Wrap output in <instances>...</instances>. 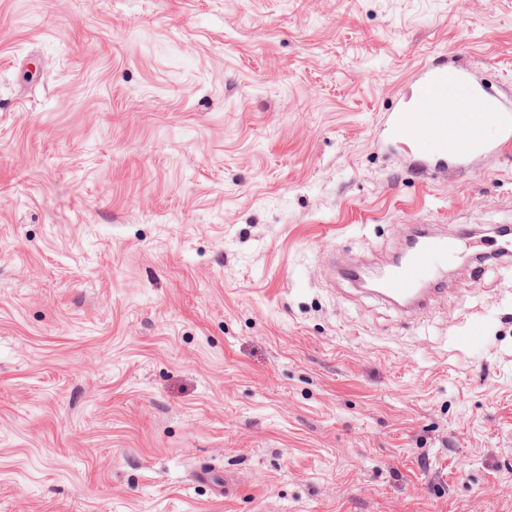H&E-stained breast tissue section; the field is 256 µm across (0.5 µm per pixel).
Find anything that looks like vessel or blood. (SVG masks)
Here are the masks:
<instances>
[{
    "label": "vessel or blood",
    "mask_w": 512,
    "mask_h": 512,
    "mask_svg": "<svg viewBox=\"0 0 512 512\" xmlns=\"http://www.w3.org/2000/svg\"><path fill=\"white\" fill-rule=\"evenodd\" d=\"M418 83L412 110L390 113L388 127L394 137L414 143L426 159L451 158L464 163L488 147L489 128L512 132V102L488 94L468 69L448 64L427 66ZM472 112L482 113V121H467ZM457 248L456 239L418 233L388 267L379 295L409 310L425 305L428 284L440 263Z\"/></svg>",
    "instance_id": "obj_1"
}]
</instances>
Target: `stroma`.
Instances as JSON below:
<instances>
[{
    "label": "stroma",
    "instance_id": "obj_1",
    "mask_svg": "<svg viewBox=\"0 0 512 512\" xmlns=\"http://www.w3.org/2000/svg\"><path fill=\"white\" fill-rule=\"evenodd\" d=\"M512 0H0V512H512ZM454 233L410 315L331 262ZM418 83L419 98L412 104L416 111L406 112L403 104L387 121L391 134L414 142L424 158L447 160L449 156L465 163L488 147L489 128L512 132V102L488 94L468 69L448 64L426 66ZM464 113H471V121L481 120L482 115L483 120L464 121Z\"/></svg>",
    "mask_w": 512,
    "mask_h": 512
}]
</instances>
